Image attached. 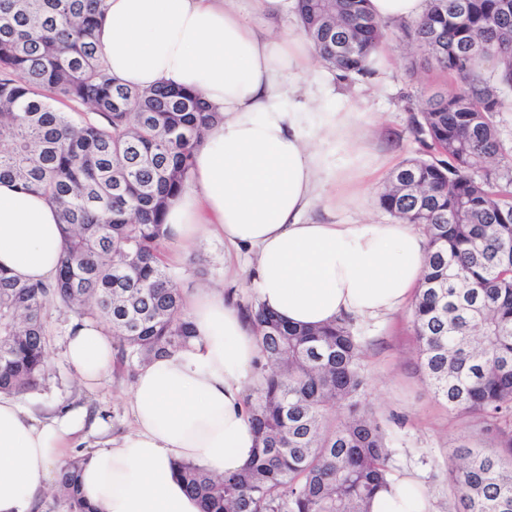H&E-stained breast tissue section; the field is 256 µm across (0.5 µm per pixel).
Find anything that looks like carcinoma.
<instances>
[{
  "mask_svg": "<svg viewBox=\"0 0 512 512\" xmlns=\"http://www.w3.org/2000/svg\"><path fill=\"white\" fill-rule=\"evenodd\" d=\"M104 10V0H0V180L40 191L64 226L54 282L0 272L1 393L42 387L49 305L107 323L131 372L192 338L162 257L164 215L214 113L192 90L114 79L95 38ZM297 15L326 67L374 74L370 57L389 32L367 0H298ZM400 33L456 85L429 95L413 119L430 158L395 167L378 198L427 237L412 309L417 360L449 409L512 418V155L496 124L512 89V0H429ZM246 312L259 346L260 383L246 396L256 451L223 478L177 462L187 492L201 512H370L391 482L390 452L363 402L350 319L298 328L258 301ZM486 433L488 447L453 450L463 512H512V430ZM85 462L58 468L69 512H98L82 495Z\"/></svg>",
  "mask_w": 512,
  "mask_h": 512,
  "instance_id": "1",
  "label": "carcinoma"
}]
</instances>
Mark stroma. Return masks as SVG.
<instances>
[{
  "label": "stroma",
  "mask_w": 512,
  "mask_h": 512,
  "mask_svg": "<svg viewBox=\"0 0 512 512\" xmlns=\"http://www.w3.org/2000/svg\"><path fill=\"white\" fill-rule=\"evenodd\" d=\"M384 56V68L376 69L370 78L346 81L344 89L361 111L378 121L376 149L395 167L421 154L411 119L419 115L429 94L448 91L451 83L423 55H411L398 31H391ZM164 259L185 295L219 287L243 306L257 299L247 276L246 255L220 236L208 233L185 246L167 244ZM46 320L52 365L44 387L28 394L27 401L44 413L82 408L89 427L74 436L64 455H88L98 447L97 428H105L112 439L129 429L132 417L127 394L133 382L112 369L97 385H84L63 355L73 324L71 314L52 306L46 310ZM354 328L363 346L366 403L386 432L392 480L410 479L422 486L428 512H457L449 457L453 448L463 444L486 445L482 422L450 410L434 396L418 365L411 306L374 319L355 320Z\"/></svg>",
  "instance_id": "35a3bbf8"
}]
</instances>
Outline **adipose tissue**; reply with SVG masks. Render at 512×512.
Listing matches in <instances>:
<instances>
[{
    "label": "adipose tissue",
    "instance_id": "ef3b65f1",
    "mask_svg": "<svg viewBox=\"0 0 512 512\" xmlns=\"http://www.w3.org/2000/svg\"><path fill=\"white\" fill-rule=\"evenodd\" d=\"M234 2L106 0L96 32L123 85L194 90L221 115L168 207L172 241L186 242L211 225L225 242L250 250L249 281L260 302L293 325L398 309L421 283L425 235L397 219L343 224L308 217L320 200L340 208L360 198L387 159L371 153L350 100L311 119L310 102L329 91L312 43L298 31L259 35ZM331 143L349 147L346 166L330 169ZM62 246L58 209L39 192L1 180L0 271L53 280ZM189 318L196 341L140 370L131 431L103 442L83 467L82 493L99 512H200L175 461L222 476L253 454L245 411V384L258 356L253 327L216 290L193 297ZM64 356L84 383H93L112 363V339L84 320L69 334ZM81 428L78 413L41 420L17 396L0 394V512H31ZM423 496L412 481L393 482L370 512H424Z\"/></svg>",
    "mask_w": 512,
    "mask_h": 512
}]
</instances>
